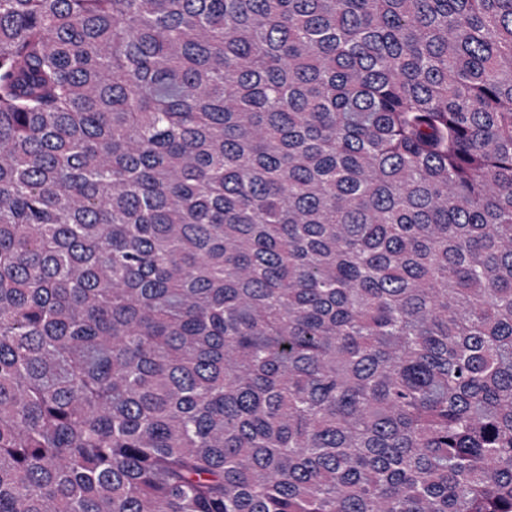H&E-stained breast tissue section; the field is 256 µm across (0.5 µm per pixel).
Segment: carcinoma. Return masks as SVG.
Segmentation results:
<instances>
[{
	"instance_id": "carcinoma-1",
	"label": "carcinoma",
	"mask_w": 512,
	"mask_h": 512,
	"mask_svg": "<svg viewBox=\"0 0 512 512\" xmlns=\"http://www.w3.org/2000/svg\"><path fill=\"white\" fill-rule=\"evenodd\" d=\"M0 512H512V0H0Z\"/></svg>"
}]
</instances>
